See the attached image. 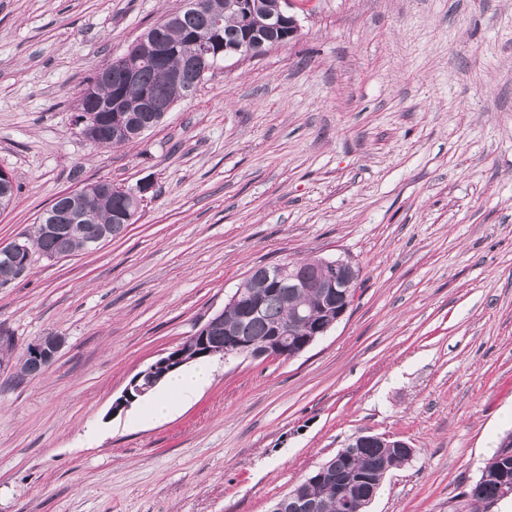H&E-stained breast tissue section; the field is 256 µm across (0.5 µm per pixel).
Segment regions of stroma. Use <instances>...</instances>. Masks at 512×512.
Returning a JSON list of instances; mask_svg holds the SVG:
<instances>
[{"mask_svg": "<svg viewBox=\"0 0 512 512\" xmlns=\"http://www.w3.org/2000/svg\"><path fill=\"white\" fill-rule=\"evenodd\" d=\"M184 0H0V242L52 200L151 186L94 252L0 286V512H269L359 434L414 455L369 512H471L512 429V0H290L294 39L222 59L139 140L94 146L80 92ZM350 258L346 316L291 359H213L166 420L112 404L255 266ZM46 338L47 336L41 337L31 342L27 355L25 349L19 353L17 363L20 366V375L36 376L43 371L33 360H36L42 366L50 365L55 361L65 345V339L63 336Z\"/></svg>", "mask_w": 512, "mask_h": 512, "instance_id": "stroma-1", "label": "stroma"}]
</instances>
